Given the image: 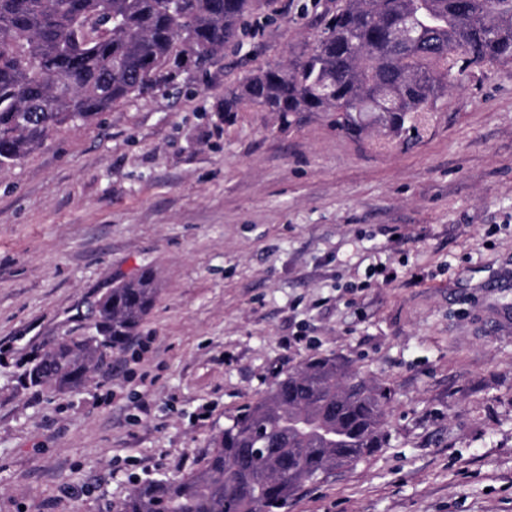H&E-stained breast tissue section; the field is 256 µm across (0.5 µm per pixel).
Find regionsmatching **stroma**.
<instances>
[{"label":"stroma","mask_w":512,"mask_h":512,"mask_svg":"<svg viewBox=\"0 0 512 512\" xmlns=\"http://www.w3.org/2000/svg\"><path fill=\"white\" fill-rule=\"evenodd\" d=\"M300 2L257 10L248 48L180 93L117 102L0 168V512H117L197 469L315 354L390 389L388 442L281 512H512V64L463 76L407 148L225 111L226 84L299 53L334 6ZM147 270L158 297L121 357L72 392L25 385Z\"/></svg>","instance_id":"35a3bbf8"}]
</instances>
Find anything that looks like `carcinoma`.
<instances>
[{
	"label": "carcinoma",
	"mask_w": 512,
	"mask_h": 512,
	"mask_svg": "<svg viewBox=\"0 0 512 512\" xmlns=\"http://www.w3.org/2000/svg\"><path fill=\"white\" fill-rule=\"evenodd\" d=\"M260 0H0V167L52 128L89 121L120 100L167 88L173 69L242 45ZM512 64V0H337L288 62L224 90L282 119L336 113V130L386 148L418 142L438 103L474 69ZM150 271L92 306L91 333L54 342L32 385L81 386L125 350L154 306ZM388 391L339 358L314 355L244 406L199 468L133 488L120 512H269L307 484L383 447Z\"/></svg>",
	"instance_id": "cac0c4a2"
}]
</instances>
